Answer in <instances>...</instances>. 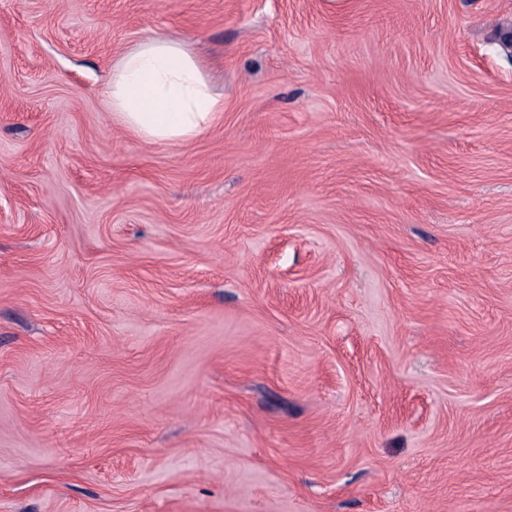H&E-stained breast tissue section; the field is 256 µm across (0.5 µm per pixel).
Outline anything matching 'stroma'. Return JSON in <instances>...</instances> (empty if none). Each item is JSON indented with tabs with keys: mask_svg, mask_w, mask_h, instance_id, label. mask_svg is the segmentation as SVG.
<instances>
[{
	"mask_svg": "<svg viewBox=\"0 0 512 512\" xmlns=\"http://www.w3.org/2000/svg\"><path fill=\"white\" fill-rule=\"evenodd\" d=\"M512 0H0V512H512ZM203 55L144 143L112 64ZM203 68L184 42L166 35L126 51L112 65V119L145 143L192 141L224 112Z\"/></svg>",
	"mask_w": 512,
	"mask_h": 512,
	"instance_id": "stroma-1",
	"label": "stroma"
}]
</instances>
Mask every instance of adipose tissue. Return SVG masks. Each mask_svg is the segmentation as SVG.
<instances>
[{"label":"adipose tissue","mask_w":512,"mask_h":512,"mask_svg":"<svg viewBox=\"0 0 512 512\" xmlns=\"http://www.w3.org/2000/svg\"><path fill=\"white\" fill-rule=\"evenodd\" d=\"M112 118L149 144L187 143L222 116L202 60L180 39L159 35L123 53L112 66Z\"/></svg>","instance_id":"adipose-tissue-1"}]
</instances>
